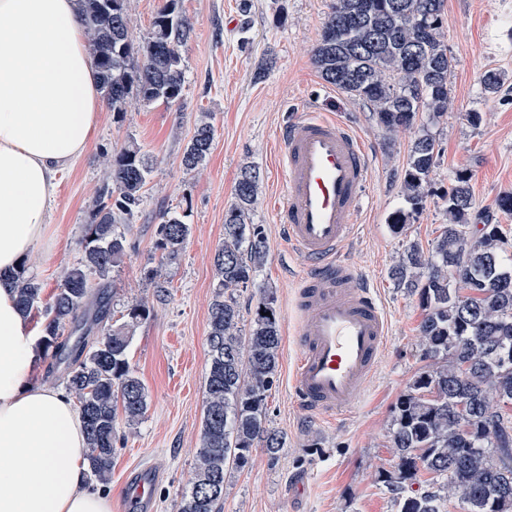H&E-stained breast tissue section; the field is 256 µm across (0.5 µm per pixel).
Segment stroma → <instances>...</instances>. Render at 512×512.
<instances>
[{"mask_svg": "<svg viewBox=\"0 0 512 512\" xmlns=\"http://www.w3.org/2000/svg\"><path fill=\"white\" fill-rule=\"evenodd\" d=\"M331 0H182L193 35L182 47L185 82L171 104L136 102L123 117L104 108L85 152L57 176L50 228L26 260L27 271L52 294L82 255L107 162L135 141L153 162L141 211L125 228L127 255L111 277V318L129 304L152 298L147 277L160 267L167 301L155 304L137 327L129 362L148 391L139 423L118 419L123 438L106 485L120 501L126 471L153 464L162 472L154 512H179L180 493L191 477L200 447L208 367L207 331L217 283L214 256L224 241V213L234 201L242 166L260 174L258 202L250 214L260 225L265 259L248 287L235 293L242 328H249L262 295L274 299L281 327L279 378L268 399L267 423L284 434L278 459L263 451L251 465L226 477L222 512H396L379 471L392 469L389 429L393 406L423 366L415 296L392 281L406 243L432 250L448 218L441 198L457 171L471 176L474 207L495 213L497 199L512 194V0H445L443 41L454 59L453 103L429 121L419 113L410 129L388 134L368 107L324 82L312 60ZM266 68L255 80L258 68ZM501 74L498 94L486 95V71ZM335 115L365 138L372 168L354 242L342 258L362 270L377 289L389 317L387 348L364 393L351 409L334 415L309 412L293 396L296 293L303 268L291 253L273 208L283 189L274 155L280 126L301 109ZM481 113L471 125L468 113ZM209 115L214 142L197 168L181 163L184 147L202 115ZM428 128L439 155L429 176L423 208L401 232L387 222L403 207L402 178L413 139ZM177 212L190 233L177 257L159 264L158 227L165 211Z\"/></svg>", "mask_w": 512, "mask_h": 512, "instance_id": "1", "label": "stroma"}]
</instances>
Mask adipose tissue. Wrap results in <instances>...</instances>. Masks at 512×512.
Segmentation results:
<instances>
[{
    "instance_id": "1",
    "label": "adipose tissue",
    "mask_w": 512,
    "mask_h": 512,
    "mask_svg": "<svg viewBox=\"0 0 512 512\" xmlns=\"http://www.w3.org/2000/svg\"><path fill=\"white\" fill-rule=\"evenodd\" d=\"M102 109L77 0H0V512H112L73 396L30 383L37 337L12 285Z\"/></svg>"
}]
</instances>
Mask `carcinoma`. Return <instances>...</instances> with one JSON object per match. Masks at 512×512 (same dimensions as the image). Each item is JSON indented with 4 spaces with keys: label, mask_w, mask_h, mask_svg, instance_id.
Here are the masks:
<instances>
[{
    "label": "carcinoma",
    "mask_w": 512,
    "mask_h": 512,
    "mask_svg": "<svg viewBox=\"0 0 512 512\" xmlns=\"http://www.w3.org/2000/svg\"><path fill=\"white\" fill-rule=\"evenodd\" d=\"M88 50L103 94L120 118L135 102L170 103L181 95V47L192 28L181 0H164L148 36L129 35L131 0H78ZM444 0H332L313 62L322 79L368 105L388 133L411 127L420 112L440 118L452 102L453 59L442 40ZM213 128L200 121L183 152L193 169L211 153ZM438 154L423 130L411 145L403 177L409 205L388 216L398 233L423 207L424 189ZM151 163L133 141L112 157L91 223L83 257L48 300L22 267L13 275L23 313L43 318L41 345L53 365H66L67 389L76 399L88 441L89 472L111 479L117 415L128 423L148 409L145 385L130 368L128 350L136 327L151 314L147 299L132 302L124 321L101 330L108 318L105 289L126 252L120 224L139 211ZM260 175L241 168L235 202L224 214V243L214 266L218 291L210 305L208 369L201 443L179 512H221L228 469L250 467L260 446L272 459L285 437L266 426L270 391L277 379L280 324L273 299L259 303L248 335L240 327L234 291L251 281L264 259L259 226L247 223L259 193ZM448 223L430 252L410 243L391 269L397 286L418 297L423 358L393 409L390 441L394 469L378 475L393 494L397 512H512V265L502 256L508 242L501 224L470 231L474 210L470 178L456 173L443 195ZM160 260H173L189 235L175 211L159 225Z\"/></svg>",
    "instance_id": "1"
}]
</instances>
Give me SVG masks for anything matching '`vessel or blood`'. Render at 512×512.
Masks as SVG:
<instances>
[{
	"label": "vessel or blood",
	"mask_w": 512,
	"mask_h": 512,
	"mask_svg": "<svg viewBox=\"0 0 512 512\" xmlns=\"http://www.w3.org/2000/svg\"><path fill=\"white\" fill-rule=\"evenodd\" d=\"M285 191L274 211L289 249L304 264L297 294L300 321L290 384L297 400L321 415L352 407L384 351L389 324L365 275L339 254L356 232L369 179L362 134L340 118L300 112L278 134ZM158 470L128 471L122 512H152Z\"/></svg>",
	"instance_id": "vessel-or-blood-1"
}]
</instances>
